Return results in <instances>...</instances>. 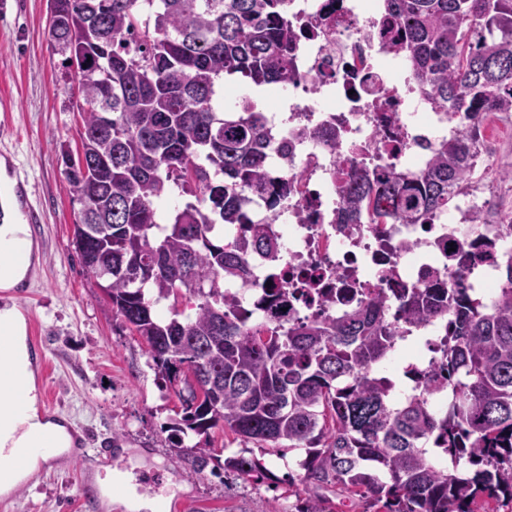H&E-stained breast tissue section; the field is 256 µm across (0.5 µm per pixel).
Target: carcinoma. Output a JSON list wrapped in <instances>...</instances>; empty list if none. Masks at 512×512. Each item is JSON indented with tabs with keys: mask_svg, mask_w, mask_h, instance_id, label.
Listing matches in <instances>:
<instances>
[{
	"mask_svg": "<svg viewBox=\"0 0 512 512\" xmlns=\"http://www.w3.org/2000/svg\"><path fill=\"white\" fill-rule=\"evenodd\" d=\"M386 7L433 108L512 112V0ZM296 37L284 0H53L49 39L79 72L84 101L81 150L65 169L81 205L76 253L156 372L183 384L168 429L175 459L204 470L221 427L255 445L224 458L244 481L264 472L254 450H304L296 512H499L512 502V260L490 304L459 286L410 288L395 304L378 295L288 327L251 322L217 287L248 284L244 252L270 265L279 255L268 224L231 242L215 233L219 220L242 223V192L264 187L269 142L263 113L214 99L226 76L294 81ZM479 136L472 126L438 143L414 180L350 175L343 223H426L471 182ZM173 185L195 201L161 224L155 205ZM170 299V316L158 315ZM393 304L399 326L387 320ZM432 317L448 319L441 361L394 404L381 368L401 334Z\"/></svg>",
	"mask_w": 512,
	"mask_h": 512,
	"instance_id": "cac0c4a2",
	"label": "carcinoma"
}]
</instances>
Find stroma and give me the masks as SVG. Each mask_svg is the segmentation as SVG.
Segmentation results:
<instances>
[{"mask_svg": "<svg viewBox=\"0 0 512 512\" xmlns=\"http://www.w3.org/2000/svg\"><path fill=\"white\" fill-rule=\"evenodd\" d=\"M48 0H6L0 8V195L25 182L39 221L30 225L32 257L8 294L46 346L44 385L87 452L52 461L51 473L23 486L0 512H83L78 472H127L138 494L159 498L165 512H287L288 465L298 452L264 456L260 481L190 462L175 463L167 428L181 411L168 383L152 369L144 345L115 315L80 265L74 225L80 206L65 178V155L77 153L82 125L76 82L48 36ZM496 174L477 170L491 189L490 213L512 215V116L495 122ZM112 452L95 454L100 441Z\"/></svg>", "mask_w": 512, "mask_h": 512, "instance_id": "35a3bbf8", "label": "stroma"}]
</instances>
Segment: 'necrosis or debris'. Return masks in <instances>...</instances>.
Returning a JSON list of instances; mask_svg holds the SVG:
<instances>
[{
  "instance_id": "obj_1",
  "label": "necrosis or debris",
  "mask_w": 512,
  "mask_h": 512,
  "mask_svg": "<svg viewBox=\"0 0 512 512\" xmlns=\"http://www.w3.org/2000/svg\"><path fill=\"white\" fill-rule=\"evenodd\" d=\"M298 37L291 52L295 80L265 106L272 130L265 180L282 189L276 209L265 195L244 193L245 222L272 223L282 256L269 267L246 253L251 287L224 292L262 321L286 325L319 313L342 314L351 302L396 299L406 288L462 285L492 300L512 255V218L490 222L489 200L457 194L425 224H341L348 176L391 167L418 176L442 139L488 113L433 109L409 76L394 20L382 0H285ZM467 255L466 265L456 258Z\"/></svg>"
}]
</instances>
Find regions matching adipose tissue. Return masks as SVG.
<instances>
[{"instance_id":"1","label":"adipose tissue","mask_w":512,"mask_h":512,"mask_svg":"<svg viewBox=\"0 0 512 512\" xmlns=\"http://www.w3.org/2000/svg\"><path fill=\"white\" fill-rule=\"evenodd\" d=\"M31 242L24 224L0 225V286L7 288L23 279L30 261ZM0 326L7 330L0 338V386L20 385L28 394L22 403L0 396V447L23 449L21 465L34 467L36 449L41 441L51 440L55 447L67 448L72 439L65 424L38 415L33 395L35 374L25 335V319L19 309H0Z\"/></svg>"}]
</instances>
